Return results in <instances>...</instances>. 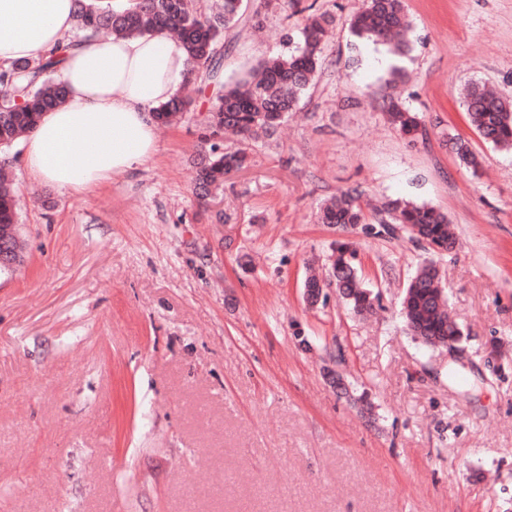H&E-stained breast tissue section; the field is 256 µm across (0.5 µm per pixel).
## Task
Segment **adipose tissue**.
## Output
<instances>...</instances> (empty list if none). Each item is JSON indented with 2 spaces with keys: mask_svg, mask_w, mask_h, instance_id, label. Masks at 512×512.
<instances>
[{
  "mask_svg": "<svg viewBox=\"0 0 512 512\" xmlns=\"http://www.w3.org/2000/svg\"><path fill=\"white\" fill-rule=\"evenodd\" d=\"M74 0H0V66L59 53L64 103L28 138L25 167L66 192L108 183L158 151L156 109L179 95L187 50L167 34L74 36Z\"/></svg>",
  "mask_w": 512,
  "mask_h": 512,
  "instance_id": "1",
  "label": "adipose tissue"
}]
</instances>
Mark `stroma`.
Returning a JSON list of instances; mask_svg holds the SVG:
<instances>
[{
    "mask_svg": "<svg viewBox=\"0 0 512 512\" xmlns=\"http://www.w3.org/2000/svg\"><path fill=\"white\" fill-rule=\"evenodd\" d=\"M302 3L333 17L325 69L213 197L194 191L205 119L225 83L297 45L303 17L282 0L260 32L225 36L219 79L196 73L135 170L72 194L10 149L24 261L0 271V512H512V151L461 99L473 82L512 96V0H405V58L352 36L363 0ZM395 90L427 139L386 122ZM348 188L447 213L460 357L404 327L425 257L408 240H359L373 314L332 288L304 301L335 238L317 207Z\"/></svg>",
    "mask_w": 512,
    "mask_h": 512,
    "instance_id": "stroma-1",
    "label": "stroma"
}]
</instances>
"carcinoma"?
I'll use <instances>...</instances> for the list:
<instances>
[{
  "label": "carcinoma",
  "instance_id": "obj_1",
  "mask_svg": "<svg viewBox=\"0 0 512 512\" xmlns=\"http://www.w3.org/2000/svg\"><path fill=\"white\" fill-rule=\"evenodd\" d=\"M195 2L127 0V4L114 7L101 4V0H76V22L80 30L95 34L102 30L116 36L173 33L185 44L192 71L205 70L216 78L217 48L225 34L247 22L260 21V8L250 13L248 0H223L216 11L206 15L194 8ZM331 25L332 19L325 13L308 15L295 50L266 55L242 79L224 85V94L207 118L209 148L197 159L196 193L210 196L221 191L230 172L248 167L247 146L276 136L288 113L297 107L301 95L323 70ZM350 28L357 38L386 45L396 54L409 51L411 27L404 0H366L352 16ZM61 61L58 55L0 68V84L12 91L0 99V153L7 151L20 135L31 132L44 112L62 103L65 88L55 77ZM191 104L190 94L180 95L157 108L156 118L163 125L170 124ZM464 104L468 122L481 138L496 147L512 149L511 99L472 83L465 90ZM382 112L401 134L426 135L418 113L401 98L384 99ZM226 129L236 133L241 147L224 148L220 135ZM455 153L462 167L474 173L479 170V158L467 141L456 139ZM317 219L340 232L358 230L367 238L403 234L429 251L432 258L417 267L406 287L402 302L406 328L435 348L460 341L463 332L450 317L448 299L439 289L435 260L456 245L446 213L432 205L395 198L388 200L371 221L362 206L361 193L350 189L323 201ZM355 259L351 241H334L326 276L310 274L304 280L303 287L309 289L307 302L317 304L324 289L333 286L355 312L372 311L375 297L362 287ZM22 261L15 190L8 173L0 168V268Z\"/></svg>",
  "mask_w": 512,
  "mask_h": 512
}]
</instances>
